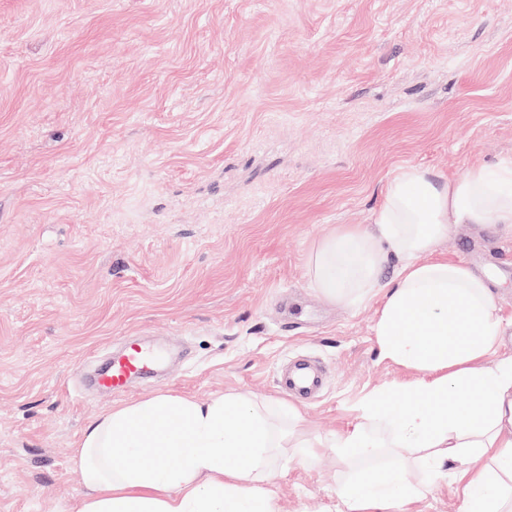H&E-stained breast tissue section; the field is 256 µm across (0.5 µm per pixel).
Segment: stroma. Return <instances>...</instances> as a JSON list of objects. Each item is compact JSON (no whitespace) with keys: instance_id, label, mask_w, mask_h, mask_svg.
<instances>
[{"instance_id":"1","label":"stroma","mask_w":512,"mask_h":512,"mask_svg":"<svg viewBox=\"0 0 512 512\" xmlns=\"http://www.w3.org/2000/svg\"><path fill=\"white\" fill-rule=\"evenodd\" d=\"M512 160V0H0V512H76L88 420L160 393L285 401L279 365L329 369L300 403L281 512H347L332 446L374 389L380 298L309 284L316 241L370 225L406 165ZM441 254L512 318V224ZM128 336L156 379L87 376ZM327 450L315 465L304 446ZM412 512H460L456 466Z\"/></svg>"}]
</instances>
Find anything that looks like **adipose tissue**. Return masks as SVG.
Masks as SVG:
<instances>
[{
  "label": "adipose tissue",
  "mask_w": 512,
  "mask_h": 512,
  "mask_svg": "<svg viewBox=\"0 0 512 512\" xmlns=\"http://www.w3.org/2000/svg\"><path fill=\"white\" fill-rule=\"evenodd\" d=\"M455 224H512V162L445 179L420 166L389 181L370 227L322 237L308 278L329 302L359 307L400 261L374 324L382 359L415 374L378 388L336 442L349 512H408L425 489L412 468L458 465L461 512H512V355L497 356L506 320L486 281L438 257ZM469 396L467 406L452 397ZM281 430L266 402L224 394L200 403L165 393L96 416L73 459L77 512H279Z\"/></svg>",
  "instance_id": "obj_1"
}]
</instances>
